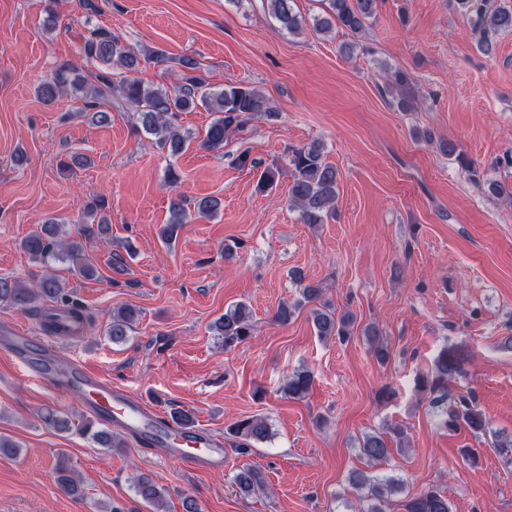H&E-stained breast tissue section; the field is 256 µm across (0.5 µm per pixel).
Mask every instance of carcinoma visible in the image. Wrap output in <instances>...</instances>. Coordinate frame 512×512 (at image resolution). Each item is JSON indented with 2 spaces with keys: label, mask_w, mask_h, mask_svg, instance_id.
Returning a JSON list of instances; mask_svg holds the SVG:
<instances>
[{
  "label": "carcinoma",
  "mask_w": 512,
  "mask_h": 512,
  "mask_svg": "<svg viewBox=\"0 0 512 512\" xmlns=\"http://www.w3.org/2000/svg\"><path fill=\"white\" fill-rule=\"evenodd\" d=\"M295 0H262V7L276 21L278 29L288 35H297L303 29L304 19L295 11ZM378 0H325L324 15L314 19V29L328 34L337 29L355 38L361 36L376 16ZM456 9L470 23L476 34V43L480 52L490 56L494 53L498 38L512 33V2L499 0H456ZM82 55L90 69L80 73L69 63L60 64L55 71L53 81L39 88L41 98L52 102L67 88L82 93L83 111L93 113L96 123L107 124L111 120L107 107L112 98L117 103L139 113L144 131L153 136L156 144L176 156L190 145V139L182 134L174 124L173 118L179 112H189L199 106L214 115L210 122L201 147L211 151L224 148L227 134L239 128L246 116L261 112H270V101L260 90L231 83L213 91L206 87L205 78L199 74L200 63L192 57L179 59L182 68L180 84L174 90H162L146 85L137 79H124L114 83L112 68L134 69L138 64V55L134 48L127 47L106 27L93 29L81 47ZM386 91L392 97L393 105L402 112L415 109L416 92L408 72L396 69L389 75ZM441 153L460 161L461 168L470 178L481 181L479 171L468 162L451 140L439 143ZM288 166L291 175L289 188L290 200L300 209L302 223L309 225L324 224L334 218L338 198L339 172L334 165L326 161L325 147L313 142L292 148L288 152ZM280 176V169L266 167L256 183L258 191L264 193L272 189ZM105 201L96 199L86 204L84 217L87 221L78 230L82 238L102 237L109 233L106 219L90 223L97 210L103 208ZM170 218L159 229L160 238L167 244L174 243L187 223V208L182 199L170 201ZM63 233L62 225L54 218L43 224L40 230L31 233L21 248L34 260L49 264L55 258L69 261L74 272L83 278H93L97 270L86 258L79 240L67 243L59 240ZM323 289L311 283L302 287V300L295 304L284 303L277 308L274 319L286 325L300 307L310 306V320L317 336L328 339L336 337L346 340L352 332L355 317L350 312L336 314L330 305L322 301ZM49 300L70 312L73 319L83 322L88 319L84 306L71 297L65 282L47 274L37 286L28 288L16 280L0 277V303L41 316V303ZM139 317V310L124 306L112 312L105 328L108 339L114 345H124L132 338ZM215 335L224 340V348L231 349L249 339L253 334L252 312L248 305L237 303L228 308L224 315L211 326ZM364 336L378 362L389 358V347L380 337L374 326L364 329ZM463 358L454 349H442L434 369L418 376L416 387L430 406L445 404L443 410L445 428L452 432L465 431L475 439L487 436L491 432L490 421L480 408L473 393L453 396L448 393V385L463 375ZM314 375L307 369H300L288 375L283 391L293 399L305 398L313 387ZM44 424L55 431L71 429L66 417L52 411L42 416ZM98 447L110 452L124 447V442L110 429L98 427L92 422L81 426ZM231 435L246 443L264 442L271 438V425L268 419L253 415L237 420L228 426ZM393 449L380 432L365 434L359 439V453L370 465L385 462L392 456ZM56 483L60 491L68 496L82 497L80 481L75 478L65 457H60L55 467ZM348 483L360 494L359 501L367 502L361 512H385L382 502L387 495L401 487L399 480L393 477L373 474L362 469H353L348 473ZM233 483L246 495L260 494L265 490L262 472L251 466H243L233 476ZM133 492L137 498L153 508V512L164 510L165 488L158 486L149 476L141 474L133 481ZM404 512H451L448 497L436 487H430L409 498L404 503Z\"/></svg>",
  "instance_id": "1"
}]
</instances>
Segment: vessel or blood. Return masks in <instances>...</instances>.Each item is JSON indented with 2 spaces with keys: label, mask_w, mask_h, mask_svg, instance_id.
Masks as SVG:
<instances>
[{
  "label": "vessel or blood",
  "mask_w": 512,
  "mask_h": 512,
  "mask_svg": "<svg viewBox=\"0 0 512 512\" xmlns=\"http://www.w3.org/2000/svg\"><path fill=\"white\" fill-rule=\"evenodd\" d=\"M59 341V334L38 336L24 325H0L1 350L23 365L30 376L54 391L86 395L89 413L104 424L136 438H151L164 448L168 457L193 467H223L224 442L219 436L204 430L185 434L181 428L167 422L153 404L112 381L110 376L80 360L61 359Z\"/></svg>",
  "instance_id": "obj_1"
}]
</instances>
